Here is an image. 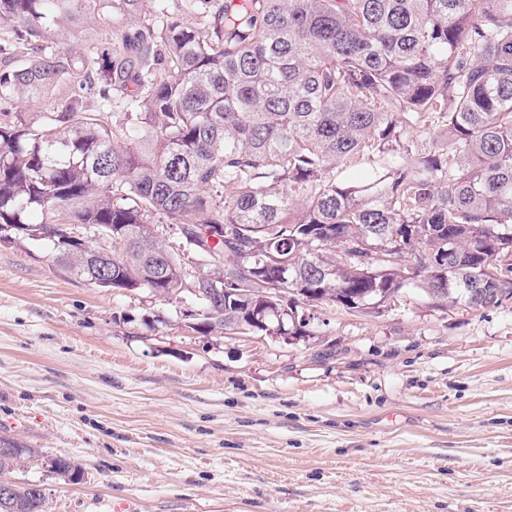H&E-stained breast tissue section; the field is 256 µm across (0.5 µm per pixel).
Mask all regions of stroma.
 <instances>
[{
    "instance_id": "obj_1",
    "label": "stroma",
    "mask_w": 512,
    "mask_h": 512,
    "mask_svg": "<svg viewBox=\"0 0 512 512\" xmlns=\"http://www.w3.org/2000/svg\"><path fill=\"white\" fill-rule=\"evenodd\" d=\"M196 307L0 245V434L40 451L9 480L46 512H512V303L411 288L288 342L202 333Z\"/></svg>"
}]
</instances>
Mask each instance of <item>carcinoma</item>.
<instances>
[{
  "instance_id": "obj_1",
  "label": "carcinoma",
  "mask_w": 512,
  "mask_h": 512,
  "mask_svg": "<svg viewBox=\"0 0 512 512\" xmlns=\"http://www.w3.org/2000/svg\"><path fill=\"white\" fill-rule=\"evenodd\" d=\"M100 16L109 38H55ZM0 21V244L43 243L101 288L186 291L246 335L267 334L258 307L308 336L307 306L379 313L408 288L512 303V0H0ZM49 91L61 108L13 110ZM72 224L91 239L60 244ZM211 283L247 295L214 308ZM36 455L1 436L0 474ZM30 486L0 512H45Z\"/></svg>"
}]
</instances>
